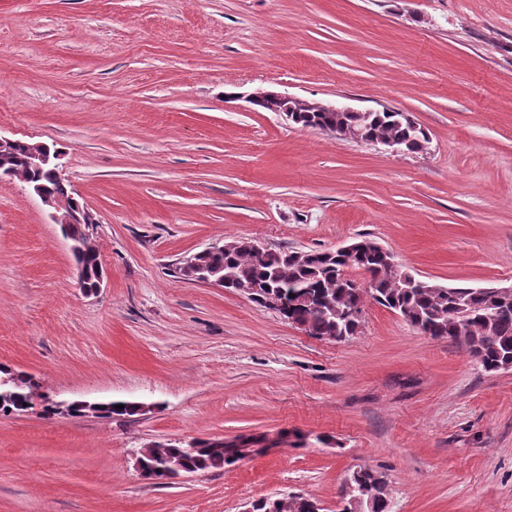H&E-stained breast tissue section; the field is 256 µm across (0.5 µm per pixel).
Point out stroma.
<instances>
[{
  "mask_svg": "<svg viewBox=\"0 0 512 512\" xmlns=\"http://www.w3.org/2000/svg\"><path fill=\"white\" fill-rule=\"evenodd\" d=\"M276 90L411 116L418 154L248 102ZM0 134L66 153L105 279L80 288L40 199L0 179V366L58 400L143 415L0 416V512H241L286 492L336 512L383 472L390 512H512V370L367 303L311 335L176 274L230 240L329 250L367 235L442 285L512 284V0H0ZM287 432L161 485L152 441Z\"/></svg>",
  "mask_w": 512,
  "mask_h": 512,
  "instance_id": "obj_1",
  "label": "stroma"
}]
</instances>
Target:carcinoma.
<instances>
[{"label":"carcinoma","mask_w":512,"mask_h":512,"mask_svg":"<svg viewBox=\"0 0 512 512\" xmlns=\"http://www.w3.org/2000/svg\"><path fill=\"white\" fill-rule=\"evenodd\" d=\"M358 123L365 142L393 141L408 153L422 151L427 133L412 130L398 112H365L356 117L347 112H314L301 116L299 126L315 129L322 125L347 127ZM31 143L18 142L0 166L24 184L42 185L48 193L60 192L57 177L45 170L38 173L25 162ZM69 238L80 243L72 253L81 287L91 289L102 270L99 254L88 241L86 225L68 224ZM351 270L372 275L370 288H360ZM179 272L191 281L217 282L234 291L253 289V301L263 305L271 294L296 293L284 317L308 326L310 334L332 340H345L359 332L360 322L345 316L351 308L370 300L389 310H398L404 321L416 331L434 339L462 338L484 371L498 372L512 367V297L503 299L493 292L471 288H442L424 280L408 288L401 282L404 269H394L370 246L351 254L333 250L286 251L265 250L256 254L250 242L233 240L224 248L196 253L191 263L180 265ZM467 310L461 318V310ZM41 388L31 375L13 374L7 388L0 390V415L21 414L33 408L34 397ZM124 408H118V405ZM141 405L130 401L97 404L100 417L133 416ZM261 441L259 435H239L229 441L200 439L196 449L187 452L179 443L156 442L140 449L143 477L152 478L155 466L165 458H179L182 466L197 472L224 469L240 460V449ZM362 499V512H388L389 488L372 481L370 470L359 472L352 480ZM256 512H311V498L289 493L257 501Z\"/></svg>","instance_id":"carcinoma-1"}]
</instances>
